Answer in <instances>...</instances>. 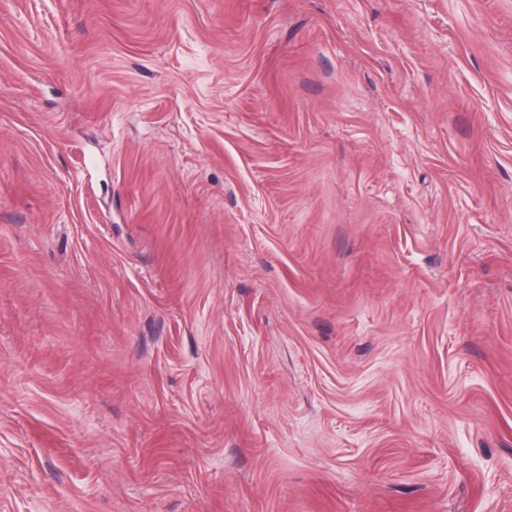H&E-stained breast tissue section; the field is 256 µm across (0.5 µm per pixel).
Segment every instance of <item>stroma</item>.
<instances>
[{"label": "stroma", "instance_id": "stroma-1", "mask_svg": "<svg viewBox=\"0 0 512 512\" xmlns=\"http://www.w3.org/2000/svg\"><path fill=\"white\" fill-rule=\"evenodd\" d=\"M0 512H512V0H0Z\"/></svg>", "mask_w": 512, "mask_h": 512}]
</instances>
